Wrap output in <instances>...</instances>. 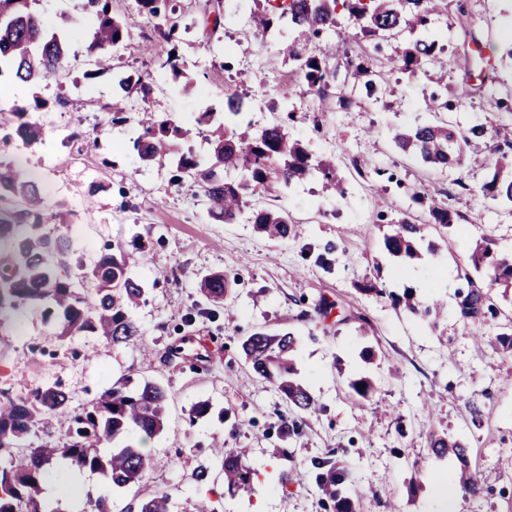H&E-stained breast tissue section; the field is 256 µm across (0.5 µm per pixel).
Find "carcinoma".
<instances>
[{"label": "carcinoma", "instance_id": "cac0c4a2", "mask_svg": "<svg viewBox=\"0 0 512 512\" xmlns=\"http://www.w3.org/2000/svg\"><path fill=\"white\" fill-rule=\"evenodd\" d=\"M41 0H0V76L9 72L13 82L30 87H47L58 83L62 75L73 72L76 55L70 52L65 30L52 29L43 20ZM443 0H289L287 4L269 7L257 5L251 11L250 27L263 38L294 29L309 40L325 33L334 34L338 25V9L348 12L352 31L344 33L355 43L380 36L403 37L406 44L400 55L392 58V69L413 75L423 63L437 62L442 50L436 41H429L426 32L431 15ZM137 13L155 20L154 31L169 46L163 66L182 78L179 94L198 92V79L182 72L181 57L176 54L184 34L199 26L206 41L224 31L225 7L219 5L192 22L178 0H135ZM80 13L90 28L88 52L93 54L94 69L83 73L84 79L110 74L117 84L112 101L101 103L92 98L84 107H97L110 114V122L122 125L128 121L124 102L133 92L146 101L154 95L151 74L145 70L135 76L126 75L112 65V46L133 38L138 27L129 13L117 14L110 0H80ZM288 63L297 72V89L282 95L274 111L282 117L254 130L244 110V101L237 93L227 96L223 115L206 106L197 113L189 128L167 112L146 111L137 122L130 138L131 148L140 163L148 166L164 160L165 140H188L200 135L211 150L203 159L193 151L181 153L171 160V182L177 186L190 184L205 198L209 215L226 224H233L245 212L256 230L272 240L286 242L296 235V225L288 210L270 203L250 208V199L268 196L272 189H288L292 184L311 177L320 180L331 197L345 195V187L336 175L335 164L313 161L310 152L299 140L288 134V122L297 119L293 100L304 93L315 92L321 99L333 95L337 69L329 57L307 52V47L294 40L282 48ZM353 85H364L372 92L374 83L368 61L359 55L346 62ZM0 129L4 140L19 139L27 145L44 141L45 130L34 115L16 101L0 107ZM493 142L498 154L491 177L480 184L478 191L492 202L512 204V124L487 128L483 124L470 127L467 133L456 131L446 122L416 125L398 130L393 136L395 146L413 155L432 170H443L461 164L464 147L475 140ZM239 169L242 180L227 181L224 171ZM9 192L20 202V208L0 216V311L6 307H31L41 312L48 323L58 328L56 336H100L114 346L140 339V329L129 316V309L145 301L146 288L131 276L136 254L141 252L137 240L131 249L106 245L100 254L87 263L70 256L67 237L45 231V215L62 212L47 200V194L30 168L14 162H0V190ZM430 223L445 229L454 226V219L443 202L432 198L428 206ZM423 227L405 218L393 223L383 238L385 251L393 257L418 256V241ZM470 261L483 273L488 287H479L465 275L467 290L459 291L460 316L478 325L483 318L496 317L499 309L491 303L490 293L498 288H512V260L497 255L490 240L481 237L469 249ZM229 282L222 274L206 275L201 289L210 303L224 308L233 318V310L225 305ZM393 304L413 316L432 315L440 307L439 300L424 302L416 289L406 288L392 296ZM298 338L291 332L269 335L256 332L241 344L245 360L256 375L262 377L281 394L286 410L279 414V437L298 434L303 416L318 410L311 392L294 378L293 355ZM166 390L153 382L132 383L105 392L89 409L70 416L68 439L59 446L44 443L35 448L23 446L30 434L45 427L48 421L67 410L69 395L55 382L32 389L27 395L0 402V454L8 456V465L0 468V512H60V508L40 500L42 483L50 466L59 458L71 465L100 474L115 488L142 487L152 470V456L127 440L131 434L152 437L163 430L166 413ZM125 444L112 447L104 455L100 447L116 440ZM428 451L439 458L454 456L461 464L460 483L465 493L478 498L483 485L478 472L469 469V448L435 424L424 432ZM222 461L224 484L231 490H245L250 485V470L243 464L245 448L216 445ZM332 452L313 461L319 469L317 486L335 512H354L350 497L343 495L347 474L338 470ZM169 495L155 489L137 504V512H170Z\"/></svg>", "mask_w": 512, "mask_h": 512}]
</instances>
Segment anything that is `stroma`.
I'll return each mask as SVG.
<instances>
[{
    "mask_svg": "<svg viewBox=\"0 0 512 512\" xmlns=\"http://www.w3.org/2000/svg\"><path fill=\"white\" fill-rule=\"evenodd\" d=\"M41 6L50 26L71 17L66 27L77 70H88L87 25L76 17L72 0H42ZM251 8L250 0L228 8L220 44L198 35L180 44L186 69L201 85L195 98L170 95L175 80L163 66L168 47L151 21H142L116 64L132 75L150 71L158 90L149 102L128 99L130 122L124 126L80 107L85 97L111 99V75L77 84L65 78L36 93L0 80V88L22 105L37 97L47 103L41 112L46 145H17L11 158L41 167L52 197L68 200L74 217L64 232L74 254L90 261L105 244L140 238L144 249L131 272L148 290L132 313L142 341L120 347L99 336L59 340L35 310L0 314V400L54 382L67 388V413L30 436L36 446L64 442L70 413L89 408L122 377L159 383L168 394L166 426L149 442L154 465L147 487L167 491L174 512H190L200 501L212 512H252L257 505L264 512H326L311 461L330 449L351 473L356 512H439L434 484H458L461 469L456 459L427 454L422 432L431 421L467 444L485 486L483 497L460 495L459 512H512V350L488 344L512 318V303L495 297L501 313L484 323L488 341L477 345L456 296L471 270V239L487 236L496 251L512 257V207L474 191L493 172L484 142L467 146L461 165L432 172L390 139L391 128L444 119L463 129L512 123V111L487 106L492 95L512 98V71L481 81L473 50L479 42L494 56L512 44V0H448L434 16L428 36L444 45L443 55L452 61L444 81L429 71L409 77L384 70L386 59L403 46L386 39L374 60L382 69L377 94L356 89L349 109L330 112L318 95L297 100L292 137L305 142L314 158L335 157L347 194L326 200L314 180L290 187L281 203L298 235L285 243L264 239L245 216L234 224L215 222L197 188L173 185L169 166H141L129 143L133 121L149 108L190 122L200 105L222 109L229 91L256 109L280 99L290 68L277 40L257 47ZM462 15L468 27H460ZM432 94L454 102L453 111H427L423 99ZM76 129L96 137L97 147L79 151L68 140ZM92 181L105 190L90 203L84 189ZM418 185L447 203L455 217L452 230L428 224L427 209L411 198ZM403 217L424 225L426 240L440 245L436 254L397 260L384 253V234ZM211 273L231 280L226 304L235 309L234 320L210 314L200 278ZM370 281L397 293L408 286L431 289L445 304L437 329L388 298L365 293ZM323 297L333 305L329 316L301 320V312ZM259 330L295 333L297 376L320 407L305 416L300 435L283 441L276 432L285 404L252 372L241 349L242 340ZM363 376L375 392L357 401L348 384ZM201 401L210 403L209 414L190 420ZM217 439L248 449L250 490L225 489L211 448ZM282 447L288 456L279 455ZM202 463L211 470L204 484L193 476ZM60 479L84 487L83 499L63 502V512H92L100 498L111 501L112 512H127L139 499L136 489H112L101 475L63 459L53 463L47 483Z\"/></svg>",
    "mask_w": 512,
    "mask_h": 512,
    "instance_id": "obj_1",
    "label": "stroma"
}]
</instances>
